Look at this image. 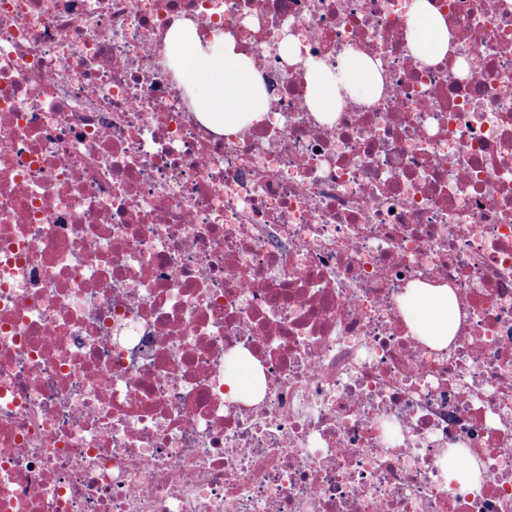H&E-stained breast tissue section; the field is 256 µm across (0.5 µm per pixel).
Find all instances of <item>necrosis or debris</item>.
I'll list each match as a JSON object with an SVG mask.
<instances>
[{
	"instance_id": "necrosis-or-debris-1",
	"label": "necrosis or debris",
	"mask_w": 512,
	"mask_h": 512,
	"mask_svg": "<svg viewBox=\"0 0 512 512\" xmlns=\"http://www.w3.org/2000/svg\"><path fill=\"white\" fill-rule=\"evenodd\" d=\"M429 2L435 62L415 0H0V512H512V0ZM186 22L262 79L238 135L169 65ZM348 50L385 85L327 121L302 62ZM409 45L420 59L441 58L448 51V27L427 0H416L409 23ZM411 331L428 345L447 348L459 319L455 297L448 285L414 283L401 297ZM244 365L247 367V360L243 357L234 363V367L228 369L224 377V384L228 387V395L232 399H244L249 394V385L246 377L237 374L235 367Z\"/></svg>"
}]
</instances>
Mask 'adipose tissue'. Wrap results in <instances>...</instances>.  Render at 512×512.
Instances as JSON below:
<instances>
[{"instance_id": "1", "label": "adipose tissue", "mask_w": 512, "mask_h": 512, "mask_svg": "<svg viewBox=\"0 0 512 512\" xmlns=\"http://www.w3.org/2000/svg\"><path fill=\"white\" fill-rule=\"evenodd\" d=\"M409 45L421 59L440 58L448 50V27L428 0H416L409 23ZM170 58L191 95L201 119L233 135L266 112L268 100L251 61L238 52L233 36L216 33L200 42L193 28H174L168 38ZM307 102L311 111L328 116L343 99L372 102L384 77L379 66L356 51L345 54L339 66L322 61L304 63ZM411 331L428 345L446 348L459 319L455 297L448 286L415 283L401 297Z\"/></svg>"}]
</instances>
